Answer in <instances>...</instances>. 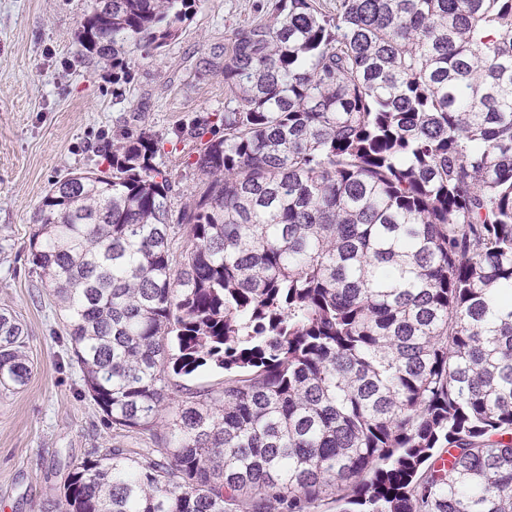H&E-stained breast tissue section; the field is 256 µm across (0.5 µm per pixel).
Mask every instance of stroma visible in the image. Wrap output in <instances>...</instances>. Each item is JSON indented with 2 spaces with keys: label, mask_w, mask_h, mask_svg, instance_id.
<instances>
[{
  "label": "stroma",
  "mask_w": 512,
  "mask_h": 512,
  "mask_svg": "<svg viewBox=\"0 0 512 512\" xmlns=\"http://www.w3.org/2000/svg\"><path fill=\"white\" fill-rule=\"evenodd\" d=\"M268 3L195 0L164 48L128 46L133 77L116 86L111 65L88 63L76 38L86 0H0V309L23 323L34 367L25 387L0 391V512L35 502L65 512L73 464L96 448L146 446L83 393L63 313L29 261L37 207L53 181L97 170L99 146L140 129L165 139L172 211L190 205L189 131L222 133L224 49L237 29L268 21Z\"/></svg>",
  "instance_id": "stroma-1"
}]
</instances>
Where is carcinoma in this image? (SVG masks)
<instances>
[{
	"instance_id": "obj_1",
	"label": "carcinoma",
	"mask_w": 512,
	"mask_h": 512,
	"mask_svg": "<svg viewBox=\"0 0 512 512\" xmlns=\"http://www.w3.org/2000/svg\"><path fill=\"white\" fill-rule=\"evenodd\" d=\"M187 5L87 0L77 40L121 85ZM224 86L177 224L146 130L36 211L85 392L154 445L93 449L66 512H512V0H274ZM25 348L0 311L1 391Z\"/></svg>"
}]
</instances>
